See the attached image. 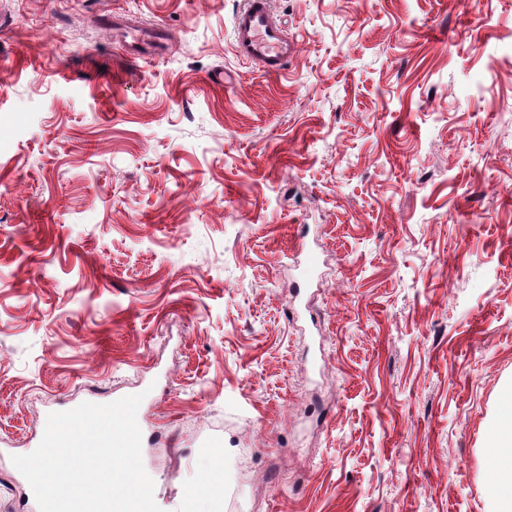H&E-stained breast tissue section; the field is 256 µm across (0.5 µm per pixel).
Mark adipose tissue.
<instances>
[{
    "instance_id": "1",
    "label": "adipose tissue",
    "mask_w": 512,
    "mask_h": 512,
    "mask_svg": "<svg viewBox=\"0 0 512 512\" xmlns=\"http://www.w3.org/2000/svg\"><path fill=\"white\" fill-rule=\"evenodd\" d=\"M488 439L492 448L488 466L494 475L490 488L492 512H512V385L502 394Z\"/></svg>"
}]
</instances>
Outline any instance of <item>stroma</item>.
Listing matches in <instances>:
<instances>
[{
  "mask_svg": "<svg viewBox=\"0 0 512 512\" xmlns=\"http://www.w3.org/2000/svg\"><path fill=\"white\" fill-rule=\"evenodd\" d=\"M241 2L0 0V512H39L11 458L49 414L145 389L193 512H489L512 0H275L279 77ZM234 43L246 60L262 67L271 77L281 76L295 55V41L275 21L270 0H245L234 17Z\"/></svg>",
  "mask_w": 512,
  "mask_h": 512,
  "instance_id": "35a3bbf8",
  "label": "stroma"
}]
</instances>
